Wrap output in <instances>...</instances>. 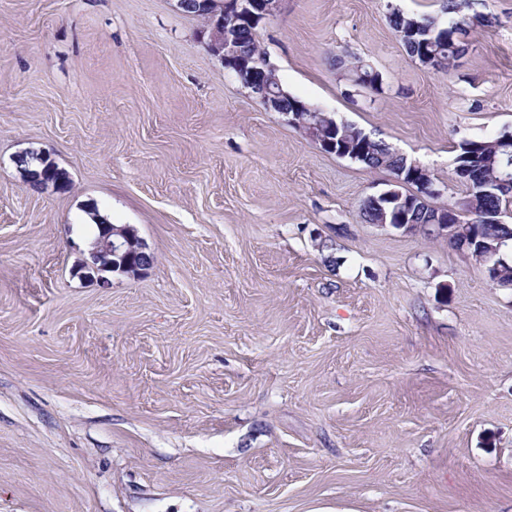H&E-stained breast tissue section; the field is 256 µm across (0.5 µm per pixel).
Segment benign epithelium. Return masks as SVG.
Listing matches in <instances>:
<instances>
[{
	"label": "benign epithelium",
	"mask_w": 512,
	"mask_h": 512,
	"mask_svg": "<svg viewBox=\"0 0 512 512\" xmlns=\"http://www.w3.org/2000/svg\"><path fill=\"white\" fill-rule=\"evenodd\" d=\"M174 8L182 14L197 17L207 14L209 21L201 31L203 40L210 53L224 62V67L235 72L241 79L244 87L248 88L264 107L270 112H279L287 118L288 125L300 130L311 127L314 132L312 142L325 153L345 155L346 148H338L340 139L336 138V126L324 125L316 122L309 125L307 113H318L321 108L308 103H300L294 109L283 107L281 82L277 70L269 62H260L251 56L242 54L239 50L238 32L246 24L262 23L275 15L282 0H172ZM23 178L35 177L43 188L52 187L58 191L65 188V181L54 167V161L45 157L44 168L37 172L21 169ZM414 181L419 191L417 196L429 197L435 194L430 175L422 168L412 164L400 171L392 180L396 185H405L407 181ZM382 205L393 207L391 220H382L380 226H390L406 233L416 230V225L409 222L406 209L411 205L412 199L401 195L396 189L381 192ZM439 224L436 228L440 232L450 235L449 241L458 243V247L472 251L477 244L479 234L476 225L466 236L456 240L452 238L457 232L456 211L450 209L440 212ZM97 233L89 243L83 258L78 261L77 268L83 276L96 281L99 287L107 288L111 279L108 273L119 272L125 274L133 270L139 272L150 266L146 262L145 243L140 240L130 226L126 224H112L110 222L96 225Z\"/></svg>",
	"instance_id": "7a95c632"
}]
</instances>
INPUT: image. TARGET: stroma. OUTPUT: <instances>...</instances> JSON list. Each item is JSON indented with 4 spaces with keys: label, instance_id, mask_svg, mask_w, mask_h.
<instances>
[{
    "label": "stroma",
    "instance_id": "obj_1",
    "mask_svg": "<svg viewBox=\"0 0 512 512\" xmlns=\"http://www.w3.org/2000/svg\"><path fill=\"white\" fill-rule=\"evenodd\" d=\"M488 2L446 72L387 19L442 0H283L258 35L444 208L459 143L512 131V0ZM200 29L171 0H0V512H512V287L364 223L390 173L267 111ZM27 149L71 191L30 190ZM91 203L140 276L75 274ZM371 143L368 144V152L363 162H360L366 169H383L396 175V171L402 169L407 161L401 155L390 150V147L383 140H376L371 137ZM407 179L414 181L418 187L419 197H429L437 193L433 188L430 175L422 168L411 164L409 167L398 171V176L392 180L396 185H407Z\"/></svg>",
    "mask_w": 512,
    "mask_h": 512
}]
</instances>
